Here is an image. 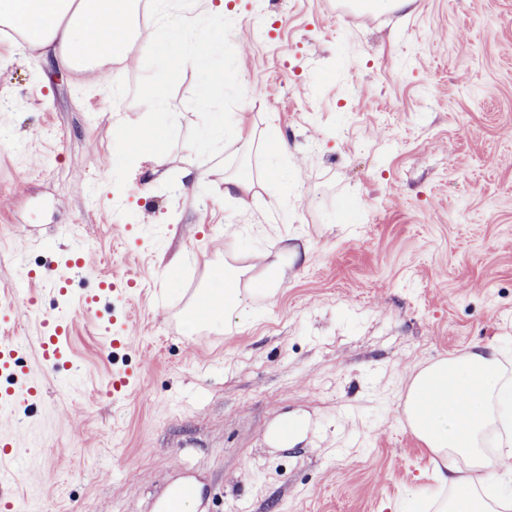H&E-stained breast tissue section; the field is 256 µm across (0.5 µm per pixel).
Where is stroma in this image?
Here are the masks:
<instances>
[{
	"mask_svg": "<svg viewBox=\"0 0 512 512\" xmlns=\"http://www.w3.org/2000/svg\"><path fill=\"white\" fill-rule=\"evenodd\" d=\"M252 150L198 161L185 142L164 177L133 165L113 182L115 133L141 121L133 97L156 22L120 65L40 70L0 28V290L84 249L71 299L40 287L10 335L44 386L23 425L17 512H153L193 481L194 512H421L451 499L441 464L401 420L415 371L493 345L512 377V0H416L358 15L336 0H228ZM40 94H33L34 84ZM288 142L269 157L268 134ZM205 165L191 189L185 170ZM269 167L247 206L224 173ZM250 263L307 241L305 267L255 295L230 331L186 334L190 294L224 265L228 236ZM187 255L171 265L175 252ZM137 283L85 309L100 279ZM73 317V365L43 366L39 322ZM129 345L107 344L115 315ZM136 374L127 395L108 386ZM295 443H272L281 420Z\"/></svg>",
	"mask_w": 512,
	"mask_h": 512,
	"instance_id": "1",
	"label": "stroma"
}]
</instances>
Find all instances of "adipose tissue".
<instances>
[{
    "instance_id": "obj_1",
    "label": "adipose tissue",
    "mask_w": 512,
    "mask_h": 512,
    "mask_svg": "<svg viewBox=\"0 0 512 512\" xmlns=\"http://www.w3.org/2000/svg\"><path fill=\"white\" fill-rule=\"evenodd\" d=\"M0 0V23L17 28L31 53L28 63L39 68L53 56L69 70H92L123 62L133 37V23L145 7L161 16L152 37L160 53H179L186 41L197 48L194 60L212 66L224 49V13L219 0ZM308 249L267 253L259 265L225 264L204 292L211 308L205 316L189 309L182 316L186 332L200 323L216 325L244 313L247 289L241 281L259 282L275 294L291 264H307ZM408 398L422 400L426 411L412 425L413 433L436 456L455 453L467 458L483 482L502 487L500 497L512 505V475L499 472L484 450L489 429L512 432V379L506 378L496 347L476 349L463 358L435 362L414 376Z\"/></svg>"
}]
</instances>
